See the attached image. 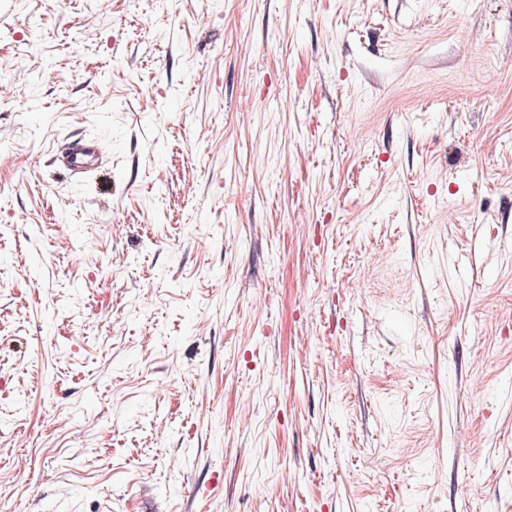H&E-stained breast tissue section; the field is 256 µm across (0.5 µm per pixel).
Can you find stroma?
<instances>
[{"label": "stroma", "instance_id": "35a3bbf8", "mask_svg": "<svg viewBox=\"0 0 512 512\" xmlns=\"http://www.w3.org/2000/svg\"><path fill=\"white\" fill-rule=\"evenodd\" d=\"M1 66L0 512H512V0H0ZM110 151L109 146L100 140H90L77 145L73 149L68 165L72 172L81 173L84 168L94 165L95 161Z\"/></svg>", "mask_w": 512, "mask_h": 512}]
</instances>
